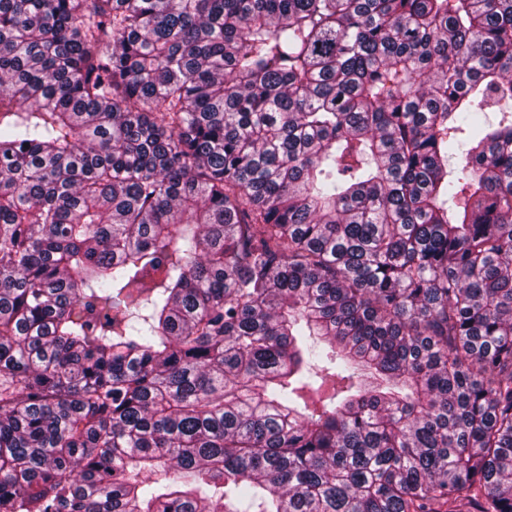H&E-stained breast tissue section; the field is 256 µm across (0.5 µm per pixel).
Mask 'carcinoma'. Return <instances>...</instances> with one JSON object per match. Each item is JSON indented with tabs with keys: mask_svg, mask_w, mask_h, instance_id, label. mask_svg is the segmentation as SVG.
<instances>
[{
	"mask_svg": "<svg viewBox=\"0 0 512 512\" xmlns=\"http://www.w3.org/2000/svg\"><path fill=\"white\" fill-rule=\"evenodd\" d=\"M0 512H512V0H0Z\"/></svg>",
	"mask_w": 512,
	"mask_h": 512,
	"instance_id": "cac0c4a2",
	"label": "carcinoma"
}]
</instances>
